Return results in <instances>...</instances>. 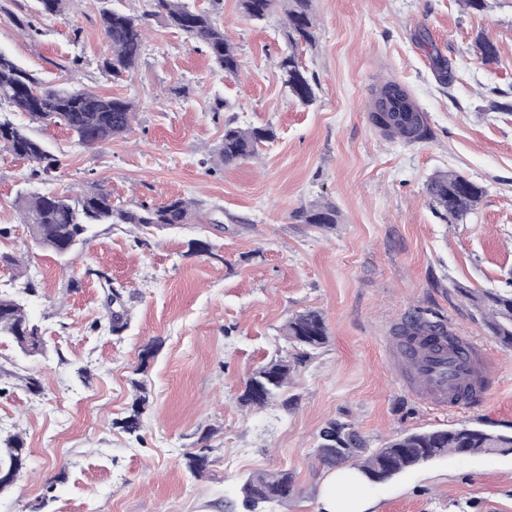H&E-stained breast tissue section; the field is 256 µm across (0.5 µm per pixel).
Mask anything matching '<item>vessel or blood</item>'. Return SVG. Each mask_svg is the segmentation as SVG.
<instances>
[{
  "label": "vessel or blood",
  "mask_w": 512,
  "mask_h": 512,
  "mask_svg": "<svg viewBox=\"0 0 512 512\" xmlns=\"http://www.w3.org/2000/svg\"><path fill=\"white\" fill-rule=\"evenodd\" d=\"M387 344L409 367V386L423 403L443 411L487 405L496 373L491 353L444 322L423 317L394 322Z\"/></svg>",
  "instance_id": "1"
}]
</instances>
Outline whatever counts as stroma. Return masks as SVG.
I'll return each mask as SVG.
<instances>
[{"label":"stroma","instance_id":"obj_1","mask_svg":"<svg viewBox=\"0 0 512 512\" xmlns=\"http://www.w3.org/2000/svg\"><path fill=\"white\" fill-rule=\"evenodd\" d=\"M211 10L239 53L238 76L217 72L206 48L159 18L145 30L138 66L115 81L102 9L139 15L146 0H67L48 20L34 0H0V51L54 85L133 98L131 131L95 146L65 128L25 126L55 155L45 181L0 155V251L21 257L36 282L29 313L46 351L23 355L0 339V438L21 436L28 466L0 492V512H245L246 478L285 471L295 492L273 512H322L330 473L317 456L329 420L353 424L375 449L401 434L458 424L512 427V347L501 344L460 291L503 287L512 276V0L484 11L462 0H313L314 44L289 46L284 16L248 19L237 0H186ZM498 47L484 64L479 37ZM295 53L315 86L305 106L283 85L279 61ZM455 73L443 82L439 64ZM394 80L419 106L425 139L388 136L371 118L375 92ZM268 127L254 158L224 168L226 123ZM462 174L486 193L474 215L449 224L426 184ZM102 186L124 208L195 201L193 220L143 233L102 224L66 262L29 246L21 191ZM335 204L323 231L295 216ZM209 251L197 253L195 242ZM104 272L122 296L121 335L94 330L105 315ZM319 311L329 341L298 364L282 400L242 406L248 377L292 354L281 328ZM440 318L485 346L498 369L485 409L421 403L385 343L395 321ZM153 346L151 406L139 436L117 428L134 397L139 355ZM39 381L28 391L26 378ZM207 449L191 474L185 454ZM370 512H512V453L448 455L367 487Z\"/></svg>","mask_w":512,"mask_h":512}]
</instances>
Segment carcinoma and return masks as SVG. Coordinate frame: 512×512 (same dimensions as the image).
Wrapping results in <instances>:
<instances>
[{"label":"carcinoma","mask_w":512,"mask_h":512,"mask_svg":"<svg viewBox=\"0 0 512 512\" xmlns=\"http://www.w3.org/2000/svg\"><path fill=\"white\" fill-rule=\"evenodd\" d=\"M37 12L45 18L63 13L66 0H36ZM149 9L139 16L116 9L101 13L104 36L110 55L103 61V69L118 80L131 72L142 56L144 30L148 20L160 17L166 24L203 44L218 72L234 76L239 70L235 47L224 37L211 14L192 10L182 0H148ZM241 13L262 21L276 6H281L286 18L284 35L291 46L300 41L315 40V19L312 0H238ZM479 56L486 64L498 58L497 46L487 38L476 42ZM282 82L292 97L303 104L313 102L314 89L300 69L295 55L288 54L279 61ZM6 105L28 115L30 121L43 126H64L76 141L87 147L101 145L114 137L128 133L135 118L136 105L123 97H106L85 89L46 86L23 69L12 56L0 51V106ZM376 122L392 135L414 142L426 137L420 120L410 116L398 120L384 112L375 114ZM274 137L270 129H243L227 126L218 157L224 166H235L255 155L258 142ZM0 150L11 156L33 163L28 178L37 180L55 168L57 159L43 142L8 120L0 119ZM427 193L434 210L446 220L460 222L477 210L484 196L483 187L467 177L455 173H440L430 178ZM23 205L24 223L30 242L63 258L92 239L96 226L101 224H133L142 230L189 223L193 204L183 199H172L157 206L140 205L136 210L112 205L111 193L95 188L76 197L62 194H40L19 197ZM305 224L320 229H332L337 223L336 207L330 203L315 202L297 211ZM0 265L14 270L13 279L19 281L21 294H0V336L12 338L26 355L43 351L40 326L29 313L24 296L36 292L34 281L23 268L22 260L8 253H0ZM101 280L106 303L118 309L108 311L105 323L97 324L113 335H120L127 326V310L119 293L112 291L108 275L88 270ZM469 301L482 322L501 343L512 346V278L506 287L484 291L478 295L465 288L459 289ZM282 331L298 353L292 358L279 357L268 362L251 376L240 402L253 408H264L273 403L285 390L295 365L321 348L328 339L323 316L316 310L298 312L288 319ZM137 394L127 416L115 422L128 434L142 428V416L148 403L144 382L135 384ZM318 457L328 467L352 464L360 476L373 475L383 482L413 467L437 457L455 453L479 455L490 451L512 452V433L485 430L462 425L448 429L416 431L389 441L384 447L368 450L366 442L349 424L331 420L319 431ZM24 440L18 435L8 437L0 445V470L18 471L19 450ZM243 490L247 501L260 503L282 501L293 492L292 481L286 472H257L248 477Z\"/></svg>","instance_id":"carcinoma-1"}]
</instances>
